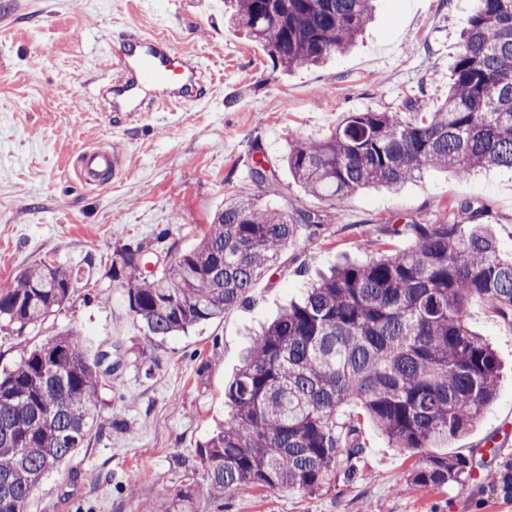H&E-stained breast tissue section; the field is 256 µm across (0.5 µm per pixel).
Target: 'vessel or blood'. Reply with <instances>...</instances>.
<instances>
[{"mask_svg":"<svg viewBox=\"0 0 512 512\" xmlns=\"http://www.w3.org/2000/svg\"><path fill=\"white\" fill-rule=\"evenodd\" d=\"M102 55L110 78L100 104L115 112H173L202 100L212 82L196 56L154 34L111 41ZM121 169L119 149L91 148L80 154L76 176L84 186H99Z\"/></svg>","mask_w":512,"mask_h":512,"instance_id":"obj_1","label":"vessel or blood"}]
</instances>
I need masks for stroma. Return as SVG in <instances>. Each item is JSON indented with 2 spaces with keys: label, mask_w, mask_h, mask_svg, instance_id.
Masks as SVG:
<instances>
[{
  "label": "stroma",
  "mask_w": 512,
  "mask_h": 512,
  "mask_svg": "<svg viewBox=\"0 0 512 512\" xmlns=\"http://www.w3.org/2000/svg\"><path fill=\"white\" fill-rule=\"evenodd\" d=\"M473 0H378L372 23L350 51L321 66L284 73L261 45L224 19L223 0H0V290L46 260L79 272L69 300L20 335L0 333V371L23 352L76 327L93 344L126 351L120 378L99 389L101 416L120 415L122 431L92 438L33 491L28 512H141L142 502L173 494L185 465L224 419V389L241 364L250 331L276 314L317 273L350 257L404 248L390 224L457 218L461 205L485 210L499 246L512 253V172L460 178L431 170L399 191L360 189L342 207L294 182L281 156L289 140L329 134L344 113L394 111L407 98L433 111ZM161 34L200 56L213 83L199 102L175 112L127 117L98 111L107 41ZM120 145L122 175L83 186L77 156L95 145ZM276 167L277 193L249 177L256 156ZM255 197L283 210L320 214L322 226L289 244L257 280L250 305L164 342L146 336L113 281L116 250L198 244L226 198ZM471 328L497 351L500 378L492 406L465 435L440 440L439 454L470 456L502 425L512 424V320L480 300L467 309ZM351 475L309 495L255 489L226 494L224 512H512V458L482 466L471 483L396 492L426 449L392 448L370 422ZM93 473L112 474L96 485ZM135 496H128L127 487Z\"/></svg>",
  "instance_id": "1"
}]
</instances>
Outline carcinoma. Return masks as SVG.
Here are the masks:
<instances>
[{
  "mask_svg": "<svg viewBox=\"0 0 512 512\" xmlns=\"http://www.w3.org/2000/svg\"><path fill=\"white\" fill-rule=\"evenodd\" d=\"M230 27L263 45L274 69L317 65L346 52L372 18L373 0H229ZM347 112L333 131L288 142L281 161L309 195L341 203L366 187L396 189L425 170L512 169V0H475L433 112ZM252 180L275 193V171L258 159ZM406 221L402 251L346 259L305 288L249 341L225 388L230 417L199 451L208 499L264 488L313 494L364 451L355 405L392 447L432 448L465 433L497 396L496 350L472 331L474 298L512 319V257L490 224ZM321 226L253 199L231 198L192 249L149 271L143 246L112 260L146 335L164 340L250 301L255 282L289 243ZM79 273L43 261L0 290V332L35 326L69 299ZM119 347L97 350L71 328L26 352L0 376V512H27L34 488L121 420H98L100 379L119 377ZM465 456L429 455L396 490L459 483ZM143 512H200L191 493L144 503Z\"/></svg>",
  "mask_w": 512,
  "mask_h": 512,
  "instance_id": "cac0c4a2",
  "label": "carcinoma"
}]
</instances>
